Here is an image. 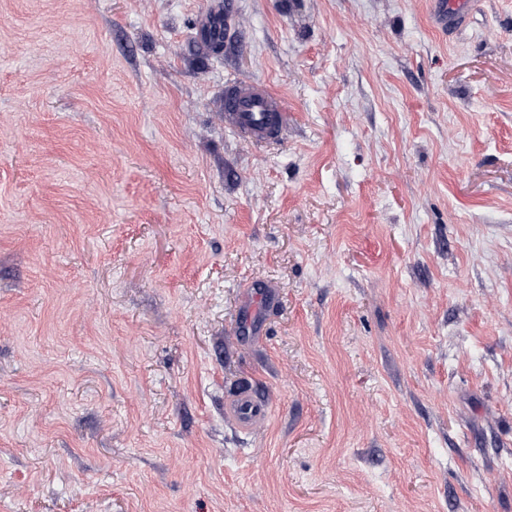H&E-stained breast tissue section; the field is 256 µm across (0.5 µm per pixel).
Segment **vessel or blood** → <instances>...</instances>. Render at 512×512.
<instances>
[{"instance_id": "vessel-or-blood-1", "label": "vessel or blood", "mask_w": 512, "mask_h": 512, "mask_svg": "<svg viewBox=\"0 0 512 512\" xmlns=\"http://www.w3.org/2000/svg\"><path fill=\"white\" fill-rule=\"evenodd\" d=\"M466 15L458 0H431L430 19L434 28L447 31L461 26ZM196 36L210 47L223 45L229 37L222 5L203 15ZM224 121L242 138L254 143H273L288 130L286 104L269 87L257 82L234 80L224 87ZM224 416L239 431L249 433L261 427L269 416V403L254 386L237 388L224 401Z\"/></svg>"}]
</instances>
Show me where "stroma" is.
<instances>
[{
    "mask_svg": "<svg viewBox=\"0 0 512 512\" xmlns=\"http://www.w3.org/2000/svg\"><path fill=\"white\" fill-rule=\"evenodd\" d=\"M228 2L0 0V512H512V0ZM468 10L461 8L458 0H432L431 23L434 28L446 32L448 23L454 25V28L460 27ZM195 34L202 44L209 47L224 46L229 31L224 22V7L220 2L200 18ZM224 121L246 140L273 143L288 131L289 113L268 86L234 80L224 85ZM245 304L250 312V316L253 317V322L250 328L251 336H260V333L255 331L254 316L259 307L268 309L273 306L275 304V296L270 294L268 290H254L246 294ZM269 416V403L253 385H242L224 401V417L239 431L249 433L261 427Z\"/></svg>",
    "mask_w": 512,
    "mask_h": 512,
    "instance_id": "1",
    "label": "stroma"
}]
</instances>
